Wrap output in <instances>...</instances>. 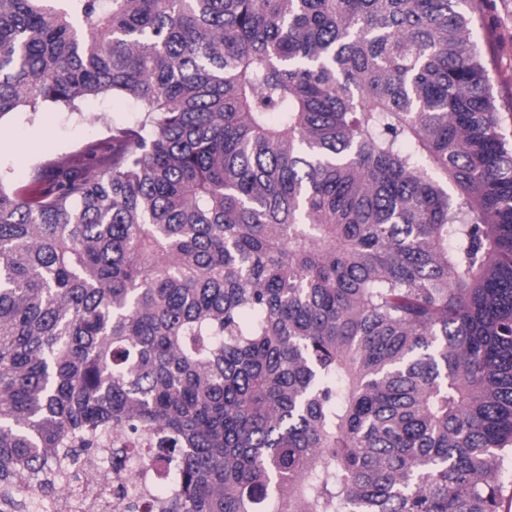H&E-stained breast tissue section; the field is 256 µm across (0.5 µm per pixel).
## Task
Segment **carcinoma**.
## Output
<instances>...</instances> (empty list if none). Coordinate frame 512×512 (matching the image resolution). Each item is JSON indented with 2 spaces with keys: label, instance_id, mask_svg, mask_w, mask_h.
<instances>
[{
  "label": "carcinoma",
  "instance_id": "obj_1",
  "mask_svg": "<svg viewBox=\"0 0 512 512\" xmlns=\"http://www.w3.org/2000/svg\"><path fill=\"white\" fill-rule=\"evenodd\" d=\"M476 0H0V120L133 101L0 184V512L128 448L158 512H501L512 142Z\"/></svg>",
  "mask_w": 512,
  "mask_h": 512
}]
</instances>
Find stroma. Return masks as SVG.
I'll return each instance as SVG.
<instances>
[{
  "instance_id": "35a3bbf8",
  "label": "stroma",
  "mask_w": 512,
  "mask_h": 512,
  "mask_svg": "<svg viewBox=\"0 0 512 512\" xmlns=\"http://www.w3.org/2000/svg\"><path fill=\"white\" fill-rule=\"evenodd\" d=\"M482 9L474 41L489 63L502 112L512 113V0H484ZM137 118L132 101L112 97L86 99L75 112L58 106L19 109L0 120V183L22 187L36 168L60 158L93 170L111 154L113 130Z\"/></svg>"
}]
</instances>
